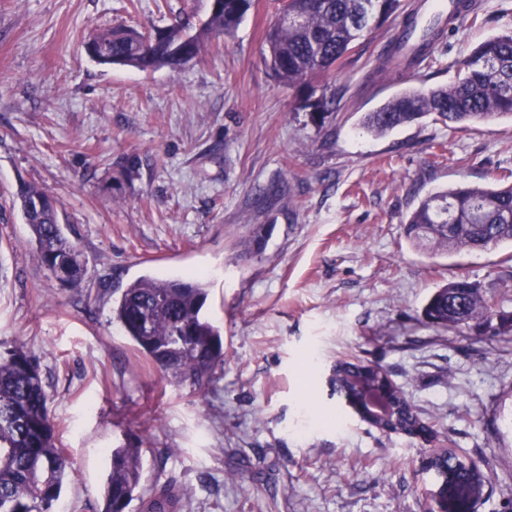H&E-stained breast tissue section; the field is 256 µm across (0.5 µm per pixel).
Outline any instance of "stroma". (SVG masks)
<instances>
[{
  "label": "stroma",
  "instance_id": "1",
  "mask_svg": "<svg viewBox=\"0 0 512 512\" xmlns=\"http://www.w3.org/2000/svg\"><path fill=\"white\" fill-rule=\"evenodd\" d=\"M433 49L434 66L380 56L424 0H401L327 74L274 81V0L180 70L93 61L84 40L119 25L197 32L209 0H0V344L38 359L70 477L58 512H97L110 452L144 449L147 487L183 512H428L425 443L343 409L326 374L380 364L491 482L471 512H512V339L428 324L422 307L461 276L512 294V245L432 255L402 223L428 192L512 184V119L436 116L374 137L364 113L446 86L482 41L512 28V0H479ZM26 184L59 203L81 287L28 245ZM197 270L224 364L204 391L165 379L112 322L103 289Z\"/></svg>",
  "mask_w": 512,
  "mask_h": 512
}]
</instances>
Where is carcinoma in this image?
<instances>
[{"instance_id":"carcinoma-1","label":"carcinoma","mask_w":512,"mask_h":512,"mask_svg":"<svg viewBox=\"0 0 512 512\" xmlns=\"http://www.w3.org/2000/svg\"><path fill=\"white\" fill-rule=\"evenodd\" d=\"M276 10L297 18L277 20L266 33L268 64L280 83L295 86L326 73L370 29L373 22L394 13L400 0H275ZM250 0H224L193 34L188 55L201 53L206 43L230 34L240 23ZM417 22L408 14L405 30L390 41L383 65L396 69L433 59L439 29L423 30L421 42L409 36ZM183 26L176 22L154 40L134 28L96 31L85 41L87 54L102 65H123L145 70L168 67L178 70L189 60L175 57L170 47L182 43ZM462 78L448 86L427 91L406 90L373 112L362 124L376 136L435 114L450 124L512 117V29L475 47L461 63ZM47 192L29 185L19 194L22 218L29 226L41 263L50 271L67 274V285L79 287L87 276L82 255L60 224L54 205L35 207ZM406 239L415 247L427 244L446 253L489 249L512 242V186L489 188L455 185L420 200L403 222ZM209 293L204 275L184 277L144 274L130 281L112 300V321L133 345L177 383L203 391L224 364V340L219 327L203 307ZM507 298L465 278L452 280L428 298L424 318L446 329H460L476 322L491 336L512 335V313L504 311ZM383 374L372 367L339 362L340 388L364 394L381 386ZM40 365L21 346L0 354V512H55L70 463L56 444L55 424L47 407ZM389 417L385 426L394 432H430L403 392L387 396ZM437 471H448L461 482L481 486L488 475L468 466L455 450L428 448ZM142 449H112L110 470L100 512H127L139 501V512H181L182 498L168 486L144 490Z\"/></svg>"}]
</instances>
